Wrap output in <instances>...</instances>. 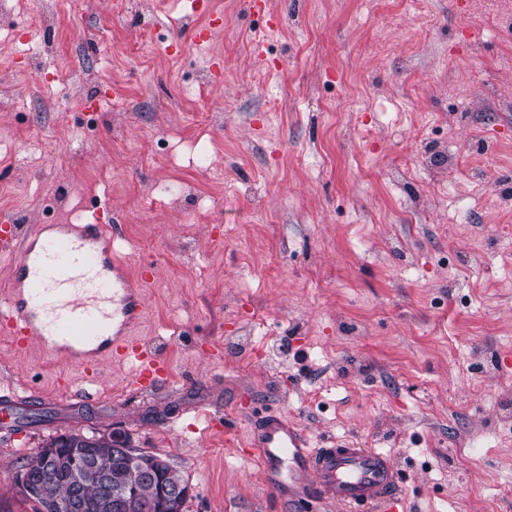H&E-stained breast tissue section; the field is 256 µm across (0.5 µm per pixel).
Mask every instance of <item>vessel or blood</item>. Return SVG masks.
<instances>
[{
  "label": "vessel or blood",
  "mask_w": 512,
  "mask_h": 512,
  "mask_svg": "<svg viewBox=\"0 0 512 512\" xmlns=\"http://www.w3.org/2000/svg\"><path fill=\"white\" fill-rule=\"evenodd\" d=\"M0 254L11 260L9 293L0 305V334L22 347L33 340L93 375L109 361L135 362L128 380L147 393L168 379L163 352L137 330L146 303L141 284L117 262L112 238L99 224H41L30 233L0 225ZM27 395L0 392V430ZM267 486L302 512L335 504L343 512H401L402 476L376 448L314 446L287 415L268 411L250 436Z\"/></svg>",
  "instance_id": "obj_1"
}]
</instances>
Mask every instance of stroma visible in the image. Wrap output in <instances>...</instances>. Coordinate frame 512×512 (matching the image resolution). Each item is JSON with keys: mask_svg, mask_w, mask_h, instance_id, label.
I'll list each match as a JSON object with an SVG mask.
<instances>
[{"mask_svg": "<svg viewBox=\"0 0 512 512\" xmlns=\"http://www.w3.org/2000/svg\"><path fill=\"white\" fill-rule=\"evenodd\" d=\"M78 0L32 67L0 85V210L29 231L39 201L111 215L148 273L140 336L168 357L144 394L130 367L94 379L0 335V390L51 400L0 432V512L48 437L119 429L166 456L187 512H296L245 444L257 412L311 443L354 442L401 471L406 512H512V28L454 0ZM224 71L192 97L201 68ZM110 95L94 113L97 86ZM87 148L74 137L88 116ZM90 392L95 404L57 403ZM230 419L233 443L213 432Z\"/></svg>", "mask_w": 512, "mask_h": 512, "instance_id": "stroma-1", "label": "stroma"}]
</instances>
